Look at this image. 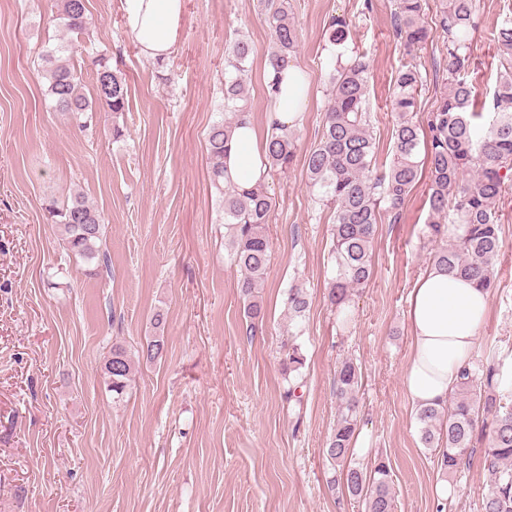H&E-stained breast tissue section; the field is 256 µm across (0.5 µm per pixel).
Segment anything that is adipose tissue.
<instances>
[{"label":"adipose tissue","mask_w":512,"mask_h":512,"mask_svg":"<svg viewBox=\"0 0 512 512\" xmlns=\"http://www.w3.org/2000/svg\"><path fill=\"white\" fill-rule=\"evenodd\" d=\"M125 28L150 60L168 58L180 32L183 0H120ZM305 82L299 67L281 73L277 93L270 95L265 131L247 123L234 131L224 160L225 175L249 186L267 176V135L297 125L305 105ZM488 309V294L469 281L429 266L409 296L411 357L404 374L413 404H447L462 367L471 359L477 331Z\"/></svg>","instance_id":"adipose-tissue-1"}]
</instances>
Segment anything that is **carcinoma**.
<instances>
[{"label":"carcinoma","mask_w":512,"mask_h":512,"mask_svg":"<svg viewBox=\"0 0 512 512\" xmlns=\"http://www.w3.org/2000/svg\"><path fill=\"white\" fill-rule=\"evenodd\" d=\"M433 32L423 22L425 0H396L395 32L411 61L400 67L393 85V106L399 115L394 133V159L388 170L374 169L375 142L369 131L366 110L368 65L359 56L349 61L333 57L329 74L330 100L324 113L322 136L305 159L311 185L319 200L333 210L331 228L333 277L329 298L339 313H346L351 291L368 283L373 275L371 247L381 204L398 213L428 168L427 203L431 220L426 224L423 243L431 246L432 264L448 273L471 280L486 291L494 287L493 260L501 244L498 201L512 186V14L497 30L501 47L500 72L491 99L492 119L481 128L475 123L476 90L468 81V49L475 28L473 0H441ZM266 20L272 30L268 54L266 87L275 92L279 79L271 74L288 66L296 52L298 36L290 17L289 0H262ZM86 0H60L59 20L65 29L81 35L87 31ZM329 44L340 45L348 36V24L332 18ZM439 37L445 48L446 90L429 114L427 128L414 121L417 97L424 78L418 52ZM252 47L245 39L235 41L227 54L224 77V118L215 122L208 134L211 158V186L221 198L224 225L233 261L240 269L238 287L246 299L250 325L263 319V306L256 289L267 274L270 240L266 233L273 206L266 183L244 187L224 179V157L232 131L251 118L248 62ZM48 95L56 110L78 117L106 107L123 112L128 102V86L122 74L101 57L93 77L96 97L82 92L77 71L45 55ZM296 138L285 128L271 134L266 147L270 171L283 172L292 164ZM424 158H419V154ZM52 223L64 232L65 244L85 259L108 265L107 253L100 252L102 218L82 197L70 204L49 207ZM309 306L306 289L294 284L288 291L287 308L292 321L305 316ZM165 341L154 336L133 354L120 344L112 345L105 363L112 394L120 397L130 386L135 360L154 361L162 356ZM360 370L346 359L336 370V398L341 411L326 454L339 472L349 496L362 501L365 512H395L388 465L380 461L369 470L351 463V442L357 427V389ZM498 373L493 366L480 377L474 365L461 371L452 405L422 406L418 411L421 441L436 448L440 466L453 474L470 463L474 451L479 411L491 416L485 449V463L491 475L482 498V512H512V403L496 393Z\"/></svg>","instance_id":"carcinoma-1"}]
</instances>
